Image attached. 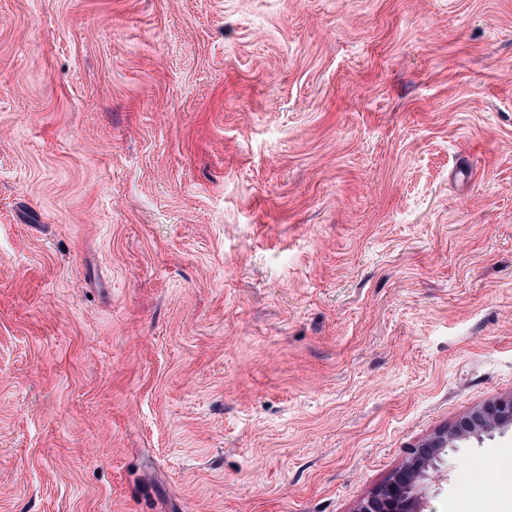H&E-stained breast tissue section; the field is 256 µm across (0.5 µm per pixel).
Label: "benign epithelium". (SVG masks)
<instances>
[{"label":"benign epithelium","instance_id":"1","mask_svg":"<svg viewBox=\"0 0 512 512\" xmlns=\"http://www.w3.org/2000/svg\"><path fill=\"white\" fill-rule=\"evenodd\" d=\"M512 425V396L489 402L460 418L455 425L435 432L412 449L407 460L354 512H416V503L438 469L447 448H457L472 437H480Z\"/></svg>","mask_w":512,"mask_h":512}]
</instances>
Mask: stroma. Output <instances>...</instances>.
<instances>
[{
	"label": "stroma",
	"mask_w": 512,
	"mask_h": 512,
	"mask_svg": "<svg viewBox=\"0 0 512 512\" xmlns=\"http://www.w3.org/2000/svg\"><path fill=\"white\" fill-rule=\"evenodd\" d=\"M509 396L512 0H0V512H353Z\"/></svg>",
	"instance_id": "35a3bbf8"
}]
</instances>
